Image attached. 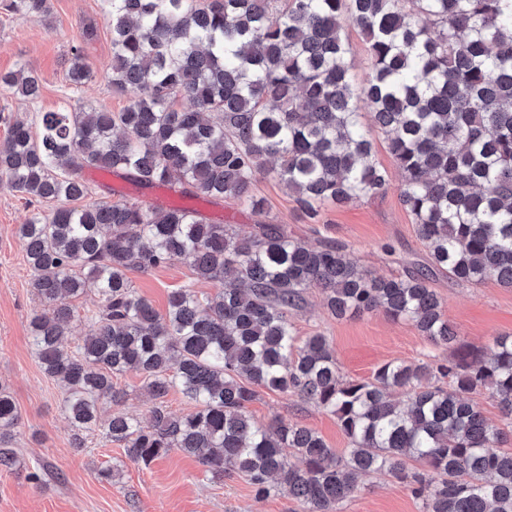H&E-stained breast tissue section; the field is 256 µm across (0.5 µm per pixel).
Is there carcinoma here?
<instances>
[{
  "instance_id": "carcinoma-1",
  "label": "carcinoma",
  "mask_w": 512,
  "mask_h": 512,
  "mask_svg": "<svg viewBox=\"0 0 512 512\" xmlns=\"http://www.w3.org/2000/svg\"><path fill=\"white\" fill-rule=\"evenodd\" d=\"M100 3L112 34L105 77L133 94L129 104L44 112L38 132L17 121L0 144V179L32 203H58L18 233L32 291L48 306L31 321L32 350L65 385L72 446L100 428L134 462L178 449L211 478L240 473L257 495L284 494L302 512H339L371 474L409 481L423 512H512V452L501 450L512 437V336L494 337L485 356L461 340L430 287L444 273L512 288V0ZM3 9L43 21L50 3L4 0ZM343 17L368 45L363 84ZM89 76L76 47L68 79L80 86ZM0 87L29 100L41 93L23 68L0 74ZM362 103L387 135L401 204L428 249V263L403 275L374 276L343 244L312 247L276 224L246 235L187 205H78L91 192L83 171L94 168L144 189L176 181L187 199L229 196L260 216L253 187L265 173L316 224L321 205L389 185ZM175 261L199 281L233 282L213 295L174 289L161 316L127 273ZM90 284L100 305L72 350L71 300ZM312 288L336 318L381 309L430 346L453 348V359L387 362L369 381L343 378L326 338L300 339L289 318ZM130 370L154 400L150 423L122 413L102 423L124 398L112 378ZM174 389L194 411H167ZM260 389L294 393L336 417L347 455L298 423H256L249 406ZM482 389L504 424L470 398ZM18 422L0 388V469L15 464L8 444Z\"/></svg>"
}]
</instances>
